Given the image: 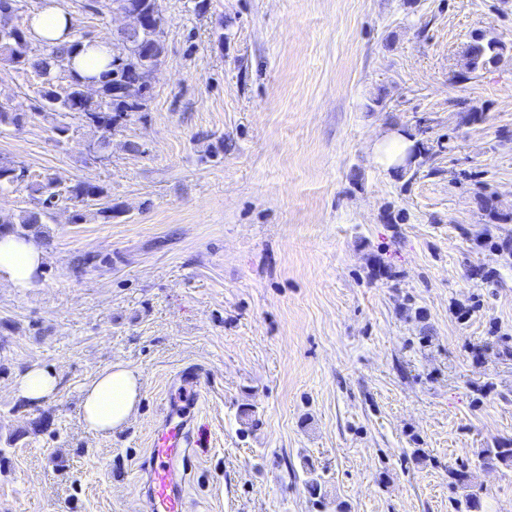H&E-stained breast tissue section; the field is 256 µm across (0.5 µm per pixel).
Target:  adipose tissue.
Listing matches in <instances>:
<instances>
[{
  "mask_svg": "<svg viewBox=\"0 0 512 512\" xmlns=\"http://www.w3.org/2000/svg\"><path fill=\"white\" fill-rule=\"evenodd\" d=\"M28 26L41 40L51 44L72 43V18L56 0H46L31 14ZM112 59V47L104 41H86L77 48L70 63L72 75L88 81L99 77ZM46 253L32 237L7 234L0 237V285L23 294L35 288L44 272ZM55 371L32 366L17 374L16 395L32 403H42L58 391ZM143 389L142 373L126 362L112 363L100 370L82 390L83 421L88 431L106 434L123 426L132 417Z\"/></svg>",
  "mask_w": 512,
  "mask_h": 512,
  "instance_id": "adipose-tissue-1",
  "label": "adipose tissue"
}]
</instances>
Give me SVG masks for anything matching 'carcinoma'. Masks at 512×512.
<instances>
[{"label":"carcinoma","mask_w":512,"mask_h":512,"mask_svg":"<svg viewBox=\"0 0 512 512\" xmlns=\"http://www.w3.org/2000/svg\"><path fill=\"white\" fill-rule=\"evenodd\" d=\"M129 5L140 10L147 19V24L128 34V40L137 45L139 54L146 64L153 65L164 52V44L155 33L156 0H125ZM83 43V38L77 37L72 44L53 46L44 42L47 53L32 54L31 42L27 31L13 28L8 34H0V61L16 70H35L41 75H47L52 69L70 62L73 51ZM505 46L495 37L483 33L475 36L467 46L471 71L477 72L497 66L504 56ZM141 79L139 68L123 64L110 63L107 70L101 73L97 81L96 94L88 97L83 92L84 82L73 77L65 93L56 91L51 80L47 79L38 90L39 105L32 116H54L53 126L57 136L64 138L70 131L69 118H80L84 123L101 131L96 142L102 154H107L111 145L114 131L130 112H142L148 106L149 96L141 99H130L125 91ZM25 173V167L11 161H0V189L3 187H21L30 191L38 201L39 208L23 212L17 217L0 215V234L32 235L36 238H46L42 231L43 217L48 210L60 202L70 201L84 208L93 207L105 222L112 220V201L108 200L105 188L89 179H78L67 188L62 189L59 183L48 178L42 182L30 183L20 179ZM480 465L505 466L512 468V443H502L496 448H487L478 456ZM451 483L465 490L464 512H481V497L471 489L470 475L460 468L448 471Z\"/></svg>","instance_id":"obj_1"}]
</instances>
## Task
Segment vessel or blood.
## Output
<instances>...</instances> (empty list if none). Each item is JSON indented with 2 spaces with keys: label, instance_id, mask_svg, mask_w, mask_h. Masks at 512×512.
I'll return each mask as SVG.
<instances>
[{
  "label": "vessel or blood",
  "instance_id": "vessel-or-blood-1",
  "mask_svg": "<svg viewBox=\"0 0 512 512\" xmlns=\"http://www.w3.org/2000/svg\"><path fill=\"white\" fill-rule=\"evenodd\" d=\"M201 395L196 370L186 369L169 391L174 409L156 429L139 466L146 512H186V476L196 449L207 447L206 427L190 415Z\"/></svg>",
  "mask_w": 512,
  "mask_h": 512
}]
</instances>
